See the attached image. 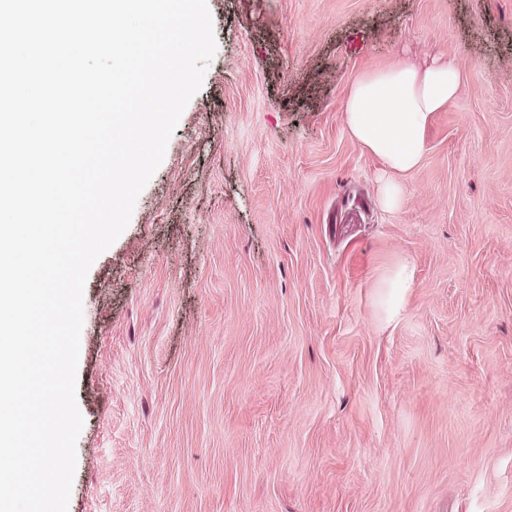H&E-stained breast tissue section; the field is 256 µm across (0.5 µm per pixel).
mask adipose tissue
I'll return each instance as SVG.
<instances>
[{
	"instance_id": "ef3b65f1",
	"label": "adipose tissue",
	"mask_w": 512,
	"mask_h": 512,
	"mask_svg": "<svg viewBox=\"0 0 512 512\" xmlns=\"http://www.w3.org/2000/svg\"><path fill=\"white\" fill-rule=\"evenodd\" d=\"M461 80L452 57L423 69L403 65L364 72L345 100L348 130L389 169L410 171L425 153L435 112L455 97Z\"/></svg>"
}]
</instances>
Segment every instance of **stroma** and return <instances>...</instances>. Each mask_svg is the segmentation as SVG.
<instances>
[{
  "label": "stroma",
  "instance_id": "1",
  "mask_svg": "<svg viewBox=\"0 0 512 512\" xmlns=\"http://www.w3.org/2000/svg\"><path fill=\"white\" fill-rule=\"evenodd\" d=\"M207 5L203 87L88 273L68 512H512V0ZM448 56L386 208L350 86Z\"/></svg>",
  "mask_w": 512,
  "mask_h": 512
}]
</instances>
